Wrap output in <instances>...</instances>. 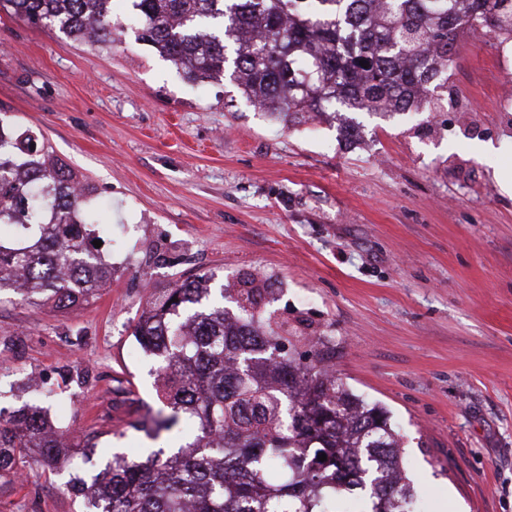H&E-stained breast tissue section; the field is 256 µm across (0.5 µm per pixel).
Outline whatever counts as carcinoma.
I'll return each instance as SVG.
<instances>
[{"label": "carcinoma", "mask_w": 512, "mask_h": 512, "mask_svg": "<svg viewBox=\"0 0 512 512\" xmlns=\"http://www.w3.org/2000/svg\"><path fill=\"white\" fill-rule=\"evenodd\" d=\"M112 2L0 0V10L101 49L130 28L187 82L227 75L246 101L290 125L328 112L439 111L460 33L512 37V0H131L123 20ZM95 191L45 135L0 113V226L9 228L0 296L65 310L112 280V264L89 245ZM213 278L153 297L133 328L157 359L165 406L142 429L158 437L191 420L199 434L170 454L118 456L66 490L96 512H327L354 489L369 494L371 512H409L387 412L328 369L323 341L292 348L256 277L217 290ZM87 447L35 405L0 408V472L51 469Z\"/></svg>", "instance_id": "cac0c4a2"}]
</instances>
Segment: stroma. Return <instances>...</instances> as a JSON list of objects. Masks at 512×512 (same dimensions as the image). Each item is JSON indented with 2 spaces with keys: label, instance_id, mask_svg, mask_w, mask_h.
Here are the masks:
<instances>
[{
  "label": "stroma",
  "instance_id": "35a3bbf8",
  "mask_svg": "<svg viewBox=\"0 0 512 512\" xmlns=\"http://www.w3.org/2000/svg\"><path fill=\"white\" fill-rule=\"evenodd\" d=\"M512 71L464 38L437 117L271 120L230 79L188 84L126 33L99 49L0 10V110L95 185L112 280L66 310L0 300V407L43 405L87 435L81 462L0 475V512H88L66 491L115 454L146 457L152 356L133 326L151 294L204 273L271 279L269 308L330 338V367L405 436L415 512H512Z\"/></svg>",
  "mask_w": 512,
  "mask_h": 512
}]
</instances>
